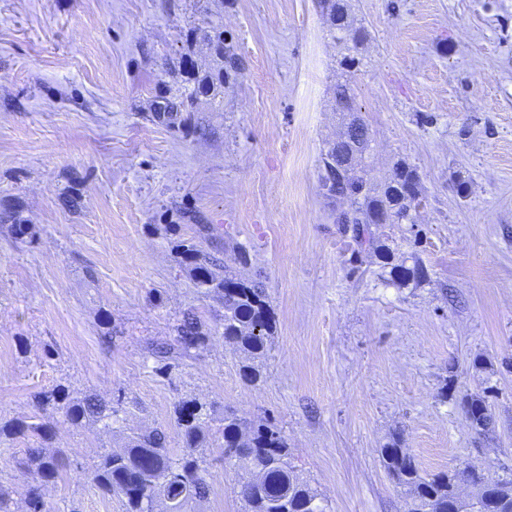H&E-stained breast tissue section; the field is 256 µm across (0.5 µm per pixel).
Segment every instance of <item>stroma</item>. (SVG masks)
Segmentation results:
<instances>
[{
    "instance_id": "obj_1",
    "label": "stroma",
    "mask_w": 512,
    "mask_h": 512,
    "mask_svg": "<svg viewBox=\"0 0 512 512\" xmlns=\"http://www.w3.org/2000/svg\"><path fill=\"white\" fill-rule=\"evenodd\" d=\"M350 2L369 33L351 76L368 178L406 159L425 198L412 223L376 225L380 254L344 247L319 187L347 120L319 0H0V417L32 416L56 383L117 410L109 432L58 423L52 512H124L92 482L98 452L157 426L181 451L173 409L194 398L274 424L327 512H406L381 458L396 438L425 475H512V0ZM212 26L242 77L190 125L154 119L172 73L205 59L190 29ZM199 224L249 252L274 312L257 382L219 335L165 373L150 353L183 312L218 308L176 262ZM416 260L425 281L392 282ZM206 454L209 495L185 512H242V472Z\"/></svg>"
}]
</instances>
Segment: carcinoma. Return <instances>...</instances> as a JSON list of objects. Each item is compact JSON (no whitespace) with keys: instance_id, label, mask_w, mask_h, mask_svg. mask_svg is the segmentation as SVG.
Masks as SVG:
<instances>
[{"instance_id":"cac0c4a2","label":"carcinoma","mask_w":512,"mask_h":512,"mask_svg":"<svg viewBox=\"0 0 512 512\" xmlns=\"http://www.w3.org/2000/svg\"><path fill=\"white\" fill-rule=\"evenodd\" d=\"M328 9L331 33L347 50L341 66L352 72L359 65L354 51L366 40L367 34L355 26L346 0H329ZM204 38L218 49L223 63L204 69H187L184 82L211 85L213 90L208 99L214 100L224 94V85L238 80L242 69L236 64L234 50L224 46L222 33L208 32ZM335 100L338 111H352L355 96L350 84H336ZM371 142L369 133L362 140L336 141L322 158L319 184L329 198L352 196L355 227L362 228V233L355 235L358 245L378 251L381 245L368 233L373 214L386 212L394 224L409 221L412 209L421 204V190L413 189L408 198L400 193L399 179L418 178L416 170L404 160L394 163L383 184L366 186L362 164L372 150ZM12 220L13 241L32 242L31 225L23 223L16 215ZM177 261L192 277L200 293L219 302L224 309L220 318L224 341L251 359L263 357L276 328L264 288L224 267L215 253L197 243L179 244ZM390 275L399 281L422 282L427 279L428 270L416 261L411 268L391 267ZM173 331L184 355L208 345L215 333L208 321L194 310L184 312ZM151 351L159 369L167 371L172 367L168 343L155 342L151 344ZM33 401L37 413L41 414L39 421L0 418V444L33 439L22 460L17 462L19 469L32 476L24 499V512H47L45 490L61 478L66 466L65 451L53 446L57 418L74 428L99 424L110 431L117 410L112 407V400L100 394L78 396L61 384L36 392ZM173 420L182 441L181 453L176 454L169 447L165 429L154 427L129 437L128 445L121 451L100 453L93 464L94 484L103 496L121 498L125 512H147L150 503L153 512H183L187 503L209 495L205 460L198 449L207 443L211 422L219 423V447L224 449V460L245 475L239 491L243 512H275L273 505L276 503L280 504V512H327V505L318 491L289 463L288 444L275 426L245 417L217 418L212 406L197 399L179 402L174 408ZM381 455L388 475L406 494V512H448V505L461 483L477 485L483 497L499 496L498 512H512V496L502 494L501 490L502 486L512 483L511 479H493L475 465L425 477L398 441L382 449Z\"/></svg>"}]
</instances>
